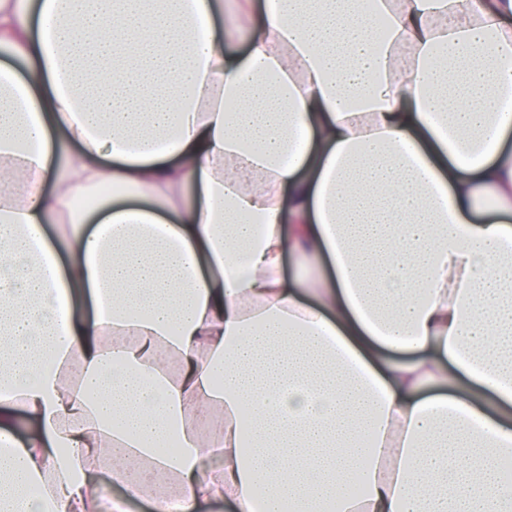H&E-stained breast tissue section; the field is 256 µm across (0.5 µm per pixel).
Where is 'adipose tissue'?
<instances>
[{
	"mask_svg": "<svg viewBox=\"0 0 512 512\" xmlns=\"http://www.w3.org/2000/svg\"><path fill=\"white\" fill-rule=\"evenodd\" d=\"M2 44L0 512H512V0H0Z\"/></svg>",
	"mask_w": 512,
	"mask_h": 512,
	"instance_id": "obj_1",
	"label": "adipose tissue"
}]
</instances>
